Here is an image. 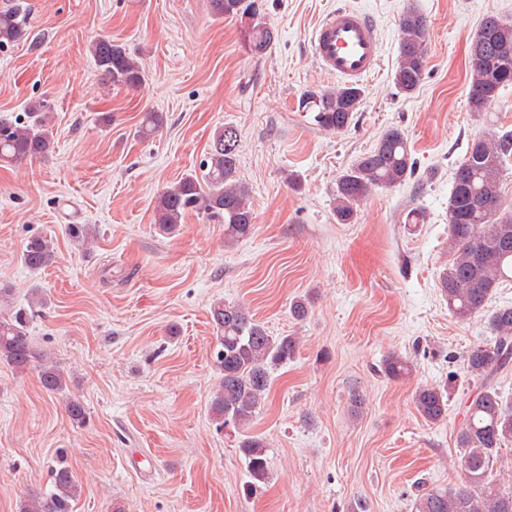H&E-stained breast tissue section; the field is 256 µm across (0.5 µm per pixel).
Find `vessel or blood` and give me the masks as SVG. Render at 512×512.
<instances>
[{"label":"vessel or blood","instance_id":"1","mask_svg":"<svg viewBox=\"0 0 512 512\" xmlns=\"http://www.w3.org/2000/svg\"><path fill=\"white\" fill-rule=\"evenodd\" d=\"M311 51L324 73L348 84L364 81L380 63L377 24L364 10L336 8L316 26Z\"/></svg>","mask_w":512,"mask_h":512}]
</instances>
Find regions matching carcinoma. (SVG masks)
I'll list each match as a JSON object with an SVG mask.
<instances>
[{
	"label": "carcinoma",
	"mask_w": 512,
	"mask_h": 512,
	"mask_svg": "<svg viewBox=\"0 0 512 512\" xmlns=\"http://www.w3.org/2000/svg\"><path fill=\"white\" fill-rule=\"evenodd\" d=\"M217 18L247 19L251 26V50L265 54L276 40V32L261 14L258 0H210ZM27 20L19 3L0 7V49L27 37ZM403 33L394 72L398 92L412 95L423 83L429 27L422 13L407 9L399 18ZM512 46V23L502 19L490 33L479 26L469 51L471 79L468 104L473 112L485 111L494 100L484 87L493 83L502 90L512 84V57L504 60L497 48ZM91 55L103 81L114 86L136 89L142 85L139 66L127 49L109 38L91 44ZM363 89L342 85L334 90L307 89L299 99V108L314 113V122L323 129L342 132L350 127L363 101ZM46 105L39 101L28 107L26 120L19 123L0 120V162L16 163L44 156L52 146ZM163 123L158 112L144 114L137 134L154 135ZM239 139L231 126L218 132L210 145L200 171L184 174L168 186L155 205V223L172 233L187 214L224 225V241L236 242L254 232L250 191L236 179ZM512 161V131L475 137L465 157L454 169L448 196V224L451 258L439 276L440 291L448 311L459 319H470L484 312L491 293L499 284L512 279V209L503 206L501 183L505 166ZM416 164L404 131L392 126L374 146L338 177L335 215L340 224L356 218L357 206L372 190L391 188L411 179ZM55 259L52 239L46 235L31 237L23 250L24 264L32 270L48 267ZM214 327L219 333L215 363L220 371L219 384L210 400L209 412L218 428L235 429L250 424L270 387V376L288 362L296 351L292 336H271L265 326L244 307L217 303L211 309ZM492 341L463 354L468 374L476 382V391L464 403V423L457 443L463 450V479L456 488H429L413 502V512H512V490L502 488L491 476L493 461L506 443L512 441V407L503 402L494 373L512 362V305L496 308L489 316ZM27 331L24 312H0V362L17 371L38 364L42 387L60 393L65 378L55 366L44 361ZM413 372V362L400 355H389L381 364V373L390 379H402ZM414 405L420 416L436 424L448 416V391L439 386L416 389ZM70 419L82 425L87 412L82 401L66 403ZM247 461L250 482L247 492L269 477L266 444L257 436H248L239 444ZM52 489L46 494L32 493L21 502L19 512H73L80 495V484L72 471L59 461L51 468Z\"/></svg>",
	"instance_id": "obj_1"
}]
</instances>
